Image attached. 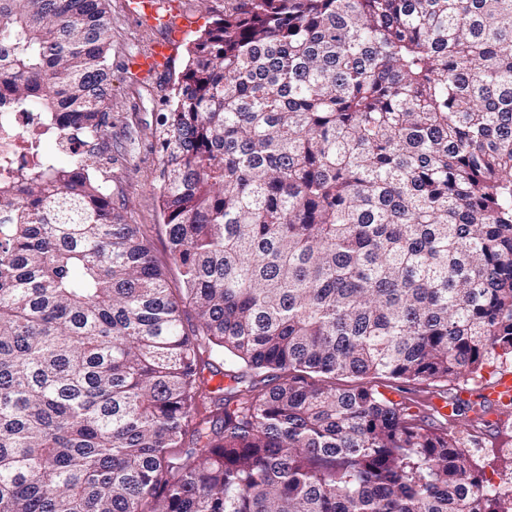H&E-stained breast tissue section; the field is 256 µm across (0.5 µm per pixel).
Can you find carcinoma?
I'll return each instance as SVG.
<instances>
[{
  "label": "carcinoma",
  "instance_id": "cac0c4a2",
  "mask_svg": "<svg viewBox=\"0 0 512 512\" xmlns=\"http://www.w3.org/2000/svg\"><path fill=\"white\" fill-rule=\"evenodd\" d=\"M104 2L0 0V104L83 145L0 178V512H512L485 406L379 390L512 358V0H224L160 117L178 288L105 177ZM487 419L496 421L492 427L458 426L457 437L465 448H469L479 461L485 477L491 482H500L507 478L505 474L512 472V413L509 418L495 419L488 415ZM502 485L500 483L497 486Z\"/></svg>",
  "mask_w": 512,
  "mask_h": 512
}]
</instances>
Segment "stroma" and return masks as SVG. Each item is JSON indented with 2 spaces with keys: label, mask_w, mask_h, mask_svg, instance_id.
<instances>
[{
  "label": "stroma",
  "mask_w": 512,
  "mask_h": 512,
  "mask_svg": "<svg viewBox=\"0 0 512 512\" xmlns=\"http://www.w3.org/2000/svg\"><path fill=\"white\" fill-rule=\"evenodd\" d=\"M195 18L193 28L177 43L168 76L157 83L132 81L129 57L147 48L151 36L125 12L123 0H106L112 18V82L104 109L108 126L104 147L112 162L108 177L115 201L123 203L127 223L139 225L158 259L167 256L164 213L159 194L162 161L157 149L160 114L172 95V80L188 59L193 41L224 16V0H179ZM457 436L469 448L487 479L500 482L512 472V417L490 427L459 426Z\"/></svg>",
  "instance_id": "stroma-1"
}]
</instances>
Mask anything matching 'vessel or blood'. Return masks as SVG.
I'll use <instances>...</instances> for the list:
<instances>
[{"label": "vessel or blood", "mask_w": 512, "mask_h": 512, "mask_svg": "<svg viewBox=\"0 0 512 512\" xmlns=\"http://www.w3.org/2000/svg\"><path fill=\"white\" fill-rule=\"evenodd\" d=\"M124 8L139 27L153 34L148 49L130 58L127 69L135 81L154 80L168 70L179 39L193 21L172 0H124ZM480 392L496 415L512 412L511 373H502L493 385L481 387Z\"/></svg>", "instance_id": "b4317fda"}]
</instances>
